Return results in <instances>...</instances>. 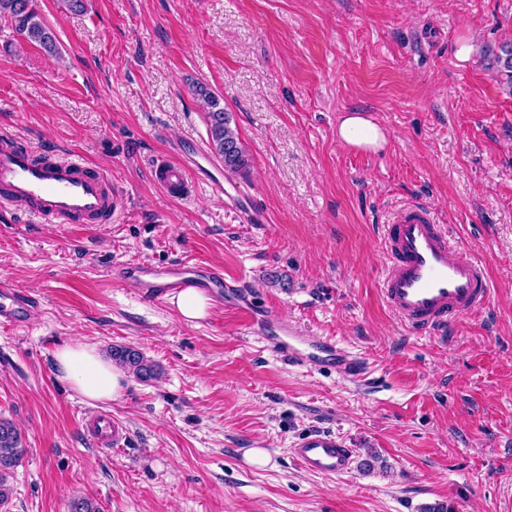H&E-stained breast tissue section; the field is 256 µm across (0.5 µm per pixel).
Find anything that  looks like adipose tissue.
I'll return each mask as SVG.
<instances>
[{"label":"adipose tissue","mask_w":512,"mask_h":512,"mask_svg":"<svg viewBox=\"0 0 512 512\" xmlns=\"http://www.w3.org/2000/svg\"><path fill=\"white\" fill-rule=\"evenodd\" d=\"M337 133L342 142L360 149L376 151L386 143L383 129L357 111L342 118ZM55 361L60 377L88 402H108L119 397L123 374L93 347L81 343L65 346L57 351Z\"/></svg>","instance_id":"adipose-tissue-1"}]
</instances>
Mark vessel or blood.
Masks as SVG:
<instances>
[{
  "label": "vessel or blood",
  "mask_w": 512,
  "mask_h": 512,
  "mask_svg": "<svg viewBox=\"0 0 512 512\" xmlns=\"http://www.w3.org/2000/svg\"><path fill=\"white\" fill-rule=\"evenodd\" d=\"M202 149L171 150L155 170L159 186L172 195L182 194L190 173L202 175L213 195L223 198L247 223L260 216L242 206L244 191L220 170L206 167ZM101 171L74 156L33 154L17 137L0 135V212L10 219L41 220L57 224H96L109 220L126 205L124 196L108 190ZM386 267L380 292L383 301L402 325L417 334H443L449 323L479 311L490 296V281L484 266L467 250L452 245L444 225L426 207L409 204L399 209L383 227ZM114 280L139 288L151 302L164 304L188 289L207 290L213 300L231 308L253 329L266 350L289 364L315 370H333L344 378H356L365 369L363 361L326 336L311 337L297 331L275 310L266 309L265 325H258L257 312L242 291L240 280L189 261L154 264L132 261L113 265ZM32 304L6 279L0 280V327L26 325ZM92 428L102 446L118 448L126 437L118 422L95 418ZM295 462L305 471L327 478L350 473L355 450L346 438L325 430L304 434L291 448Z\"/></svg>",
  "instance_id": "1"
}]
</instances>
